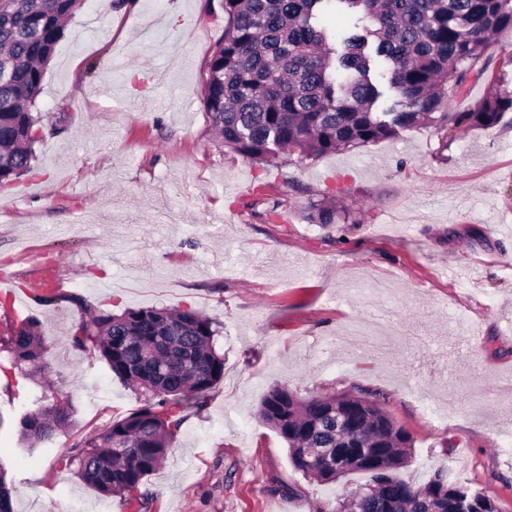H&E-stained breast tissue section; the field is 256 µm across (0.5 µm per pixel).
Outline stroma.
I'll return each mask as SVG.
<instances>
[{
	"mask_svg": "<svg viewBox=\"0 0 512 512\" xmlns=\"http://www.w3.org/2000/svg\"><path fill=\"white\" fill-rule=\"evenodd\" d=\"M206 5L86 0L39 97L63 130L37 145V174L0 191V282L21 295L41 281L52 298L0 309V330L33 318L48 347L44 371L14 387L0 376V412L60 394L72 406L52 456L0 428L15 512H129L56 459L141 404L74 346L84 308L152 306L220 321L224 376L186 411L141 512H332L365 484L293 469L257 415L276 385L382 392L412 437L402 477L441 470L512 512V112L446 140L421 127L263 170L212 142L200 98L224 19ZM339 181L348 221L309 223Z\"/></svg>",
	"mask_w": 512,
	"mask_h": 512,
	"instance_id": "obj_1",
	"label": "stroma"
}]
</instances>
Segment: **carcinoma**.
Listing matches in <instances>:
<instances>
[{
  "instance_id": "1",
  "label": "carcinoma",
  "mask_w": 512,
  "mask_h": 512,
  "mask_svg": "<svg viewBox=\"0 0 512 512\" xmlns=\"http://www.w3.org/2000/svg\"><path fill=\"white\" fill-rule=\"evenodd\" d=\"M85 0H0V190L33 170L35 146L62 117L37 108L46 70L68 19ZM224 38L205 65L202 92L216 145L248 162L275 168L397 137L428 123L448 136L464 127H495L512 112V94L486 79L493 34L512 32V0H220ZM334 10L369 22L340 37L321 24ZM487 80L474 106H451L448 83L463 90ZM330 202L309 206L313 224L336 223ZM220 323L189 307L94 312L72 341L91 343L144 403L87 435L58 462L103 496L128 504L146 496L147 478L167 459L184 410L200 408L224 377L216 349ZM11 368L26 375L46 348L31 318L10 324ZM70 402L24 413L19 432L36 451L53 443L70 420ZM259 416L286 443L293 468L329 483L351 473L369 477L334 512H453L462 499L475 512H498L494 501L435 473L422 486L400 476L411 458L409 433L367 389L299 397L270 389ZM366 449L348 469L336 467L343 438ZM0 465V512H14V488Z\"/></svg>"
}]
</instances>
